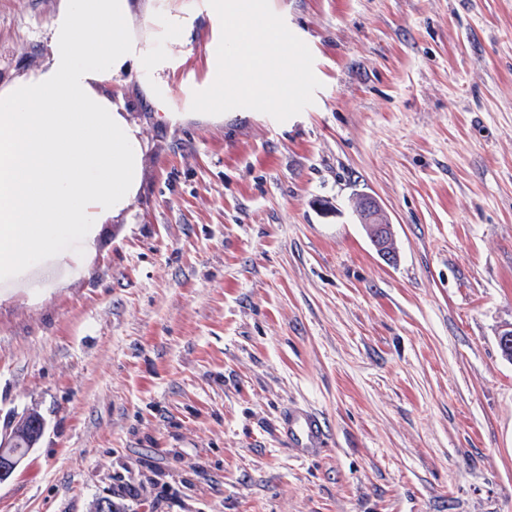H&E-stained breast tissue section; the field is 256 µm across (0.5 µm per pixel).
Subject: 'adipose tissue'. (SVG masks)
I'll list each match as a JSON object with an SVG mask.
<instances>
[{"instance_id":"ef3b65f1","label":"adipose tissue","mask_w":512,"mask_h":512,"mask_svg":"<svg viewBox=\"0 0 512 512\" xmlns=\"http://www.w3.org/2000/svg\"><path fill=\"white\" fill-rule=\"evenodd\" d=\"M132 0H61L44 64L0 87V276L67 236L92 246L141 185L142 147L107 85L158 61L132 36Z\"/></svg>"}]
</instances>
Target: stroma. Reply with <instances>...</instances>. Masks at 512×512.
Returning a JSON list of instances; mask_svg holds the SVG:
<instances>
[{
	"mask_svg": "<svg viewBox=\"0 0 512 512\" xmlns=\"http://www.w3.org/2000/svg\"><path fill=\"white\" fill-rule=\"evenodd\" d=\"M148 3L163 66L109 86L137 195L93 249L0 281V411L46 421L0 512H92L129 480V512H512V0H269L321 83L283 122L185 108L221 34L207 0ZM58 7L0 0V85ZM290 407L326 420L317 456ZM356 214L359 224L369 229L377 254L387 263H394L396 258L392 247V224L380 204L371 196L361 195ZM281 427L288 437V444L299 457L317 454L324 446L326 425L315 412L291 407L281 415Z\"/></svg>",
	"mask_w": 512,
	"mask_h": 512,
	"instance_id": "stroma-1",
	"label": "stroma"
}]
</instances>
